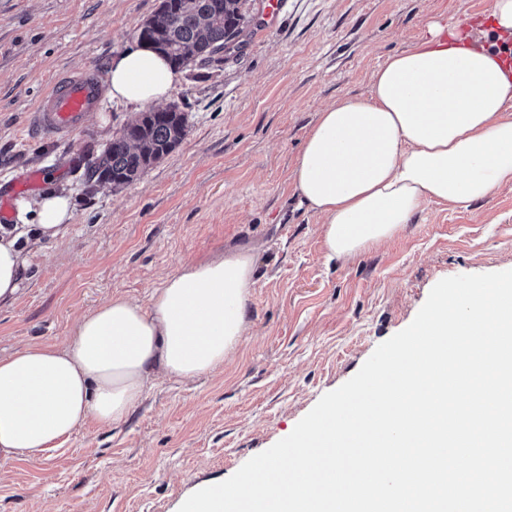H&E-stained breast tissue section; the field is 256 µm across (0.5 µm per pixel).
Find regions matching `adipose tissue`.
Returning a JSON list of instances; mask_svg holds the SVG:
<instances>
[{"instance_id":"1","label":"adipose tissue","mask_w":512,"mask_h":512,"mask_svg":"<svg viewBox=\"0 0 512 512\" xmlns=\"http://www.w3.org/2000/svg\"><path fill=\"white\" fill-rule=\"evenodd\" d=\"M179 80L165 55L134 43L109 64L110 100L164 102ZM303 202L323 219L332 259L394 237L423 203L469 208L512 183V0L486 16L429 23L410 49L372 74L369 97L320 112L294 169ZM74 216L54 190L16 205V220L58 237ZM27 264L0 234V303L14 300ZM255 259L239 248L181 264L148 305L115 296L85 314L63 346L28 345L0 358V462L39 460L88 421L116 426L156 373H211L247 327Z\"/></svg>"}]
</instances>
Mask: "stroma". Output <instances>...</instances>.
<instances>
[{
	"label": "stroma",
	"instance_id": "stroma-1",
	"mask_svg": "<svg viewBox=\"0 0 512 512\" xmlns=\"http://www.w3.org/2000/svg\"><path fill=\"white\" fill-rule=\"evenodd\" d=\"M159 4L0 0V196L34 197L12 182L40 168V188L75 205L56 240L21 237L29 266L0 305V357L63 345L113 296L147 302L181 263L236 247L255 255L249 329L213 372L153 378L121 426L91 421L45 458L0 464V512H178L198 486L288 436L413 321L439 280L512 270V184L467 209L424 203L393 239L330 260L293 177L322 109L369 95L373 72L428 20H462L491 0H288L271 28L260 0H246L242 51L182 69L169 96L188 114L184 140L134 183L90 189L86 163L139 107L105 102L64 141L33 132L30 114L57 74L108 70ZM287 202L298 211L289 225Z\"/></svg>",
	"mask_w": 512,
	"mask_h": 512
}]
</instances>
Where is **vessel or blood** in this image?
I'll list each match as a JSON object with an SVG mask.
<instances>
[{"instance_id": "vessel-or-blood-1", "label": "vessel or blood", "mask_w": 512, "mask_h": 512, "mask_svg": "<svg viewBox=\"0 0 512 512\" xmlns=\"http://www.w3.org/2000/svg\"><path fill=\"white\" fill-rule=\"evenodd\" d=\"M103 94V74L95 68L54 78L40 96L33 124L46 136L67 139L98 107Z\"/></svg>"}]
</instances>
